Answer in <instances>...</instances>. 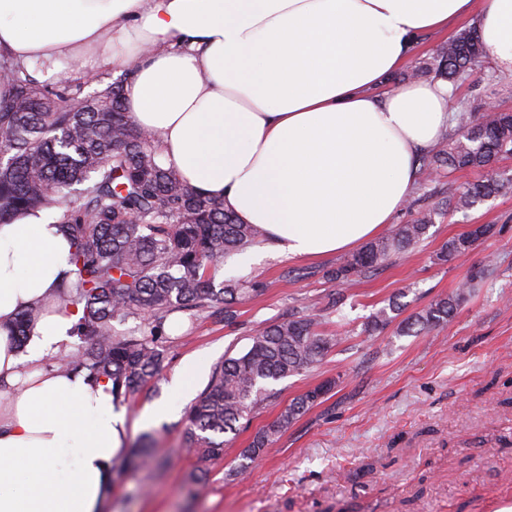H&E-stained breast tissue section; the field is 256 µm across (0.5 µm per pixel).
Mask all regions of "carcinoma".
Segmentation results:
<instances>
[{"instance_id":"obj_1","label":"carcinoma","mask_w":512,"mask_h":512,"mask_svg":"<svg viewBox=\"0 0 512 512\" xmlns=\"http://www.w3.org/2000/svg\"><path fill=\"white\" fill-rule=\"evenodd\" d=\"M488 52L475 28L441 47L421 67L426 75L451 85L484 69ZM0 224L21 214L61 211L57 223L74 244L70 263L74 279L53 289L79 308L74 335L87 344L76 358L62 357L64 371L85 369L97 380L112 383L120 400L156 382L165 361L159 345L176 312L226 309L248 292L235 280L214 285L224 259L263 241L261 231L242 224L221 204L197 193L162 159L157 138L132 123L123 103V87L115 83L81 99L67 88L38 81L25 65L0 59ZM79 101L80 108H73ZM443 134V148L418 158L415 183L431 188L433 175L471 169L475 180L451 194L454 208L469 210L512 186V175L493 169L494 161L512 154V115L481 112L462 103ZM435 211H425L412 224H399L388 236L336 267L331 278L347 284L376 271L393 257L417 245L433 224ZM491 233L480 225L448 239L437 254L448 261L467 254ZM465 291L437 299L407 319L401 332L419 336L452 319ZM397 301L381 309L370 330L383 331ZM34 312L24 309L14 319V334L24 346ZM134 322L120 331L119 325ZM320 315H296L265 324L250 347L217 363L206 387L186 415V441L199 449L198 472L224 457L241 420L254 407L270 402V384L317 366L330 339L317 333ZM327 379L295 397L275 421L241 450L238 472L247 471L276 435L331 392ZM124 464L155 470L157 448L130 449Z\"/></svg>"}]
</instances>
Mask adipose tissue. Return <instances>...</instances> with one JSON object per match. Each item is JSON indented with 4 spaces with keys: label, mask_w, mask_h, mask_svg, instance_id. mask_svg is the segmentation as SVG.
<instances>
[{
    "label": "adipose tissue",
    "mask_w": 512,
    "mask_h": 512,
    "mask_svg": "<svg viewBox=\"0 0 512 512\" xmlns=\"http://www.w3.org/2000/svg\"><path fill=\"white\" fill-rule=\"evenodd\" d=\"M463 18L512 73V0H0V56L129 69V115L183 181L281 254L315 258L391 223L448 127L449 89L386 83ZM57 219L0 225V512H106L126 446L111 383L46 363L79 317L48 295L70 268Z\"/></svg>",
    "instance_id": "1"
}]
</instances>
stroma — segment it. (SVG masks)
I'll return each instance as SVG.
<instances>
[{
  "mask_svg": "<svg viewBox=\"0 0 512 512\" xmlns=\"http://www.w3.org/2000/svg\"><path fill=\"white\" fill-rule=\"evenodd\" d=\"M124 74L65 61L57 75L40 68L35 76L53 86L80 85L87 96ZM457 97L512 111V74L494 85L466 83ZM478 224L492 225V235L467 255L437 263L449 238ZM346 257L341 251L291 259L263 242L226 258L216 275L261 287L235 304L233 322L209 312L174 314L182 330L163 341L159 381L124 404L129 441L155 432L164 465L118 472L111 512H492L512 501V190L436 216L415 248L341 287L326 274ZM488 262L491 277L447 325L424 336L401 334L395 322L366 331L370 316L390 300H400L402 317L414 316ZM338 291L347 296L343 313L325 315L318 331L344 335V342L333 344L317 367L274 382L275 403L254 414L205 480L192 482L196 452L183 445L186 412L215 363L244 352L258 326L322 311ZM189 357L202 372L190 391L174 393L171 379ZM329 378L337 385L325 400L288 425L247 474L237 473V451L293 398ZM157 402L168 413L142 424L141 411Z\"/></svg>",
  "mask_w": 512,
  "mask_h": 512,
  "instance_id": "stroma-1",
  "label": "stroma"
}]
</instances>
